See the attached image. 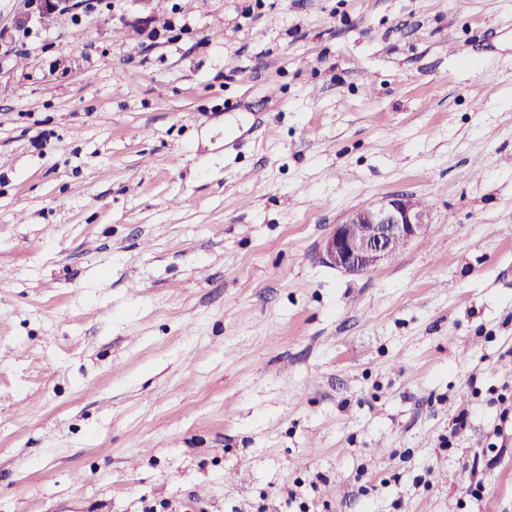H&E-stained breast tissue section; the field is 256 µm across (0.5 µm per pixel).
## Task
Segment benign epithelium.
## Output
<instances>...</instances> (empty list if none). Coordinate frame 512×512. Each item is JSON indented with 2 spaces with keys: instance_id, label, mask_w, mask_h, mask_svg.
I'll use <instances>...</instances> for the list:
<instances>
[{
  "instance_id": "7a95c632",
  "label": "benign epithelium",
  "mask_w": 512,
  "mask_h": 512,
  "mask_svg": "<svg viewBox=\"0 0 512 512\" xmlns=\"http://www.w3.org/2000/svg\"><path fill=\"white\" fill-rule=\"evenodd\" d=\"M81 0H26L15 29L27 31L49 22L52 15L76 9ZM431 227L429 211L412 195L395 194L357 207L334 225L322 243L323 260L346 274L373 270Z\"/></svg>"
}]
</instances>
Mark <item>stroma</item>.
Masks as SVG:
<instances>
[{
  "instance_id": "obj_1",
  "label": "stroma",
  "mask_w": 512,
  "mask_h": 512,
  "mask_svg": "<svg viewBox=\"0 0 512 512\" xmlns=\"http://www.w3.org/2000/svg\"><path fill=\"white\" fill-rule=\"evenodd\" d=\"M23 7L0 512H512V0ZM402 193L426 234L323 262ZM25 10L17 17L15 29L28 31L32 26L49 22L52 15L76 9L81 0H24ZM430 214L413 195H390L354 208L335 224L322 243L323 260L346 274L373 270L394 255V246L410 242L431 227ZM364 225L365 231H355Z\"/></svg>"
}]
</instances>
